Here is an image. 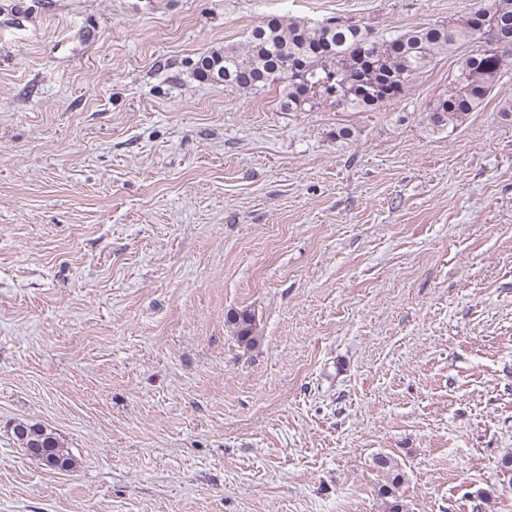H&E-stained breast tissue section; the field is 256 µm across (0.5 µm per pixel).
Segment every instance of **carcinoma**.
I'll use <instances>...</instances> for the list:
<instances>
[{"label": "carcinoma", "instance_id": "carcinoma-1", "mask_svg": "<svg viewBox=\"0 0 512 512\" xmlns=\"http://www.w3.org/2000/svg\"><path fill=\"white\" fill-rule=\"evenodd\" d=\"M495 0L462 17L379 37L360 21L330 17L321 22L268 16L254 25L242 46H226L199 58L196 75L218 80L244 93L280 90L279 104L287 112L319 107L369 112L391 100L404 98L413 79L427 71L437 56L480 42L479 26ZM504 46L480 48L465 55L448 88L429 102L423 113L426 128L439 134L454 131L484 106L504 74L512 70V9L495 18ZM251 310L229 316L234 335L246 349L257 346L263 331L250 318ZM27 430L24 447L34 441L42 449L39 463L60 462L66 469L74 459L54 429L41 423H22ZM373 466L381 478L379 492L395 495L404 474L400 463L381 454Z\"/></svg>", "mask_w": 512, "mask_h": 512}]
</instances>
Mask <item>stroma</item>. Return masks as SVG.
Returning <instances> with one entry per match:
<instances>
[{"instance_id": "1", "label": "stroma", "mask_w": 512, "mask_h": 512, "mask_svg": "<svg viewBox=\"0 0 512 512\" xmlns=\"http://www.w3.org/2000/svg\"><path fill=\"white\" fill-rule=\"evenodd\" d=\"M473 3L0 0V512H389L380 454L405 512H512V72L435 135L454 55L370 112L195 73L268 15ZM251 312L250 309L234 311L228 318L238 342L246 349L254 348L263 338L260 323H253L250 318ZM18 426H22L27 430L26 441L23 438H20L15 433V428ZM14 435L22 441L19 444L20 448H30L25 447L29 446L30 442L34 441L38 443L37 448L42 449V453L44 458H35L39 463L48 469V465L51 462H60L66 466L65 471H69L73 468L75 460L69 451L64 447V443L60 440L59 435L55 432L54 429L41 424V423H29L24 422L14 426L13 428ZM373 466L378 477L381 478L382 484L379 487V492L384 496L391 495L395 497L390 512H403L404 505L395 495L404 477L400 463L389 455L380 454L374 458Z\"/></svg>"}]
</instances>
